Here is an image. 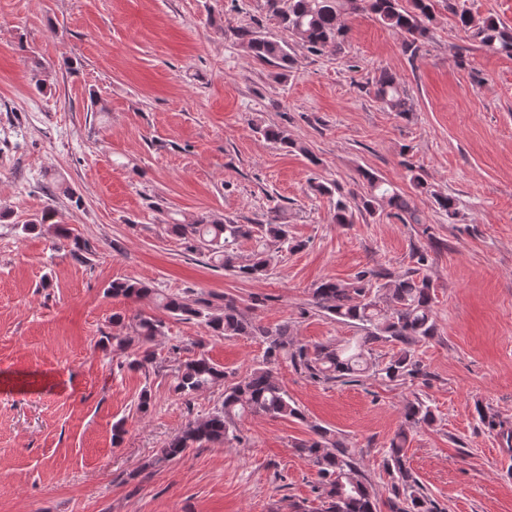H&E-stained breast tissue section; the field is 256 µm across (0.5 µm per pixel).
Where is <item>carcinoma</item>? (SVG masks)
<instances>
[{
	"label": "carcinoma",
	"mask_w": 512,
	"mask_h": 512,
	"mask_svg": "<svg viewBox=\"0 0 512 512\" xmlns=\"http://www.w3.org/2000/svg\"><path fill=\"white\" fill-rule=\"evenodd\" d=\"M268 11L291 36L311 52L327 47H340L348 28L342 18L368 12L385 27L404 35V50L415 58L432 21L435 0H266ZM448 8L458 17L466 32L478 39L489 51L512 53V29L493 19L474 22L465 9L453 4ZM237 36L247 53L257 62L277 69V75L287 76L293 57L288 41L275 36H261L241 29ZM373 95L391 112H410L404 90L394 75L383 70L375 78ZM264 137L284 149L296 148L287 130L271 125L263 129ZM363 194L354 196V205L336 201L333 221L351 224L355 213L374 216L384 210L404 224H420L422 219L412 201L392 184L375 173L363 170ZM438 209L448 218L457 216L456 199L448 194L432 193ZM24 235H48L54 249H68L72 259L83 262L92 254L88 241L72 234L68 225L56 220V213L47 208L21 225ZM167 232L187 241V248L207 250L219 266L241 278L256 279L268 275L275 254L295 250L302 243L291 241L288 225L281 223L274 212L264 224H236L221 217L201 214L185 223H167ZM241 240H253L257 249L248 259L237 254L235 246ZM416 267L402 275L384 270L361 271L350 282L327 279L311 292V304L339 322L357 325L364 335L347 344L299 342L284 322L273 328L255 324L247 318L237 301L224 297L217 305L204 296L187 298L180 294H164L146 283L117 279L105 289L113 297L157 298L159 306L169 316L202 324L212 336H260L265 343L261 360L238 381L224 385L225 372L205 354L182 363L176 376L175 392L186 402L200 392L224 386L221 406L202 418L188 421L183 429L168 441L150 465L173 462L189 448L241 442L237 422L245 415L294 418L307 423L312 437L292 444L298 455L305 457L318 475L320 512H379V504L371 481L360 474L354 452L346 439L335 430L315 422H307L304 411L278 383L275 370L286 362L298 373L316 382H361L365 375L373 376L388 386H403L420 381L428 383L430 373L416 353L418 345L435 334L433 288L426 274L429 254L413 253ZM129 320V332L106 337L112 350L128 353V367L146 369L155 364L152 342L164 335L165 321L136 314ZM389 345L382 354L375 347ZM436 421L431 407L420 398L403 407V423L387 446L384 467L391 482L389 512H442L409 466L405 445L408 431L430 426Z\"/></svg>",
	"instance_id": "obj_1"
}]
</instances>
